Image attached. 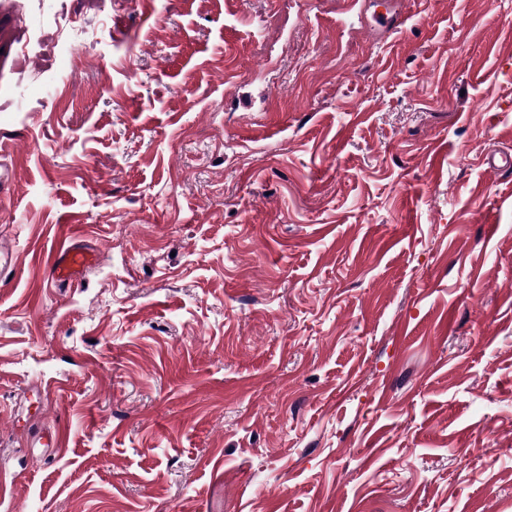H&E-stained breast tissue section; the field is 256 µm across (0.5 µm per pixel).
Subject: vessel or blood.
<instances>
[{
	"mask_svg": "<svg viewBox=\"0 0 512 512\" xmlns=\"http://www.w3.org/2000/svg\"><path fill=\"white\" fill-rule=\"evenodd\" d=\"M99 262V253L82 244L75 227L65 226L57 238L55 252L46 265L47 281L57 288L73 285Z\"/></svg>",
	"mask_w": 512,
	"mask_h": 512,
	"instance_id": "vessel-or-blood-1",
	"label": "vessel or blood"
}]
</instances>
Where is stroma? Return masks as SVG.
<instances>
[{"label":"stroma","mask_w":512,"mask_h":512,"mask_svg":"<svg viewBox=\"0 0 512 512\" xmlns=\"http://www.w3.org/2000/svg\"><path fill=\"white\" fill-rule=\"evenodd\" d=\"M398 8L0 0V512H512V0ZM77 235L75 225H67L57 236L55 253L47 262L45 274L55 288L72 286L80 281L90 268L100 262L98 252L85 247Z\"/></svg>","instance_id":"stroma-1"}]
</instances>
